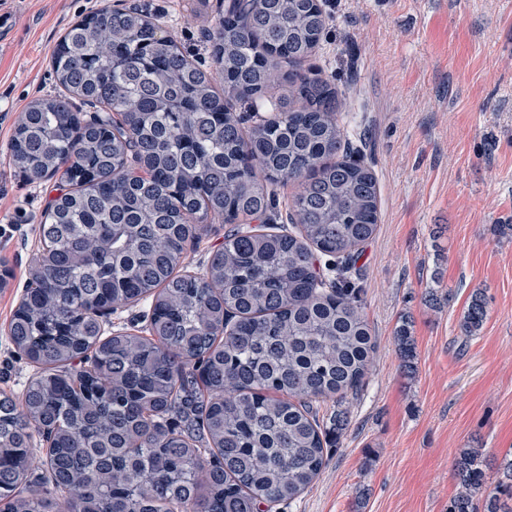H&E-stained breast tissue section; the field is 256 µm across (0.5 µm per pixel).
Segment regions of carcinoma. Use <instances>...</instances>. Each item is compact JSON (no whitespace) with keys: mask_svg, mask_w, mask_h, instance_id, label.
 <instances>
[{"mask_svg":"<svg viewBox=\"0 0 512 512\" xmlns=\"http://www.w3.org/2000/svg\"><path fill=\"white\" fill-rule=\"evenodd\" d=\"M325 29L315 0H234L211 35L220 86L134 8L94 11L56 44L59 90L24 108L10 144L28 182L59 174L67 192L11 320L36 372L0 393V512H278L319 476L349 414L325 425L317 403L357 397L376 351L352 276L380 197L336 89L303 69ZM284 64L288 95L244 126L237 106L257 111ZM134 146L142 174L123 163ZM286 183L291 228L249 225ZM208 219L233 228L183 273ZM142 300L147 334L105 332L103 311ZM487 317L476 289L460 336ZM394 341L413 373L408 321ZM37 462L48 476L28 491ZM488 469L460 451L448 512H512V457L494 483Z\"/></svg>","mask_w":512,"mask_h":512,"instance_id":"carcinoma-1","label":"carcinoma"}]
</instances>
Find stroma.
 Wrapping results in <instances>:
<instances>
[{
  "label": "stroma",
  "mask_w": 512,
  "mask_h": 512,
  "mask_svg": "<svg viewBox=\"0 0 512 512\" xmlns=\"http://www.w3.org/2000/svg\"><path fill=\"white\" fill-rule=\"evenodd\" d=\"M230 0H0V391L34 367L9 324L41 250L59 178L30 183L10 165L20 112L53 94L58 38L124 4L168 26L205 73L208 34ZM329 24L308 68L343 93L350 139L378 180L380 223L357 262L373 369L317 481L284 512H448L461 449L491 465L512 454V0H320ZM227 225L207 226L183 264L202 273ZM483 289L488 317L462 339L457 319ZM410 323L405 376L394 336Z\"/></svg>",
  "instance_id": "obj_1"
}]
</instances>
